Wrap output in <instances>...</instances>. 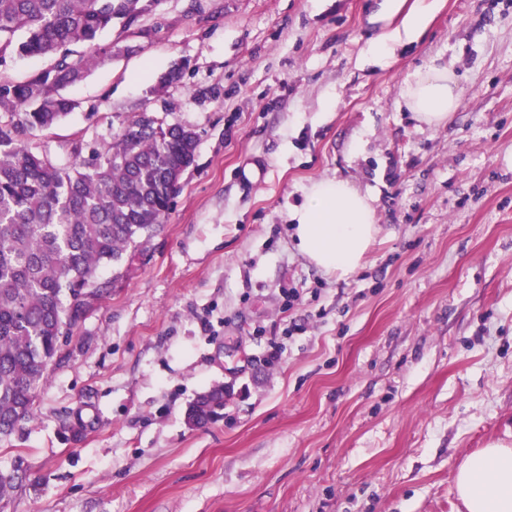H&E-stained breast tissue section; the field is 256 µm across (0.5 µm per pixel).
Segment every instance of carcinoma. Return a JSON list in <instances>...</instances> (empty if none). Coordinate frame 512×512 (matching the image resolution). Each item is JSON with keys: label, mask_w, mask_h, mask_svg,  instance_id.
<instances>
[{"label": "carcinoma", "mask_w": 512, "mask_h": 512, "mask_svg": "<svg viewBox=\"0 0 512 512\" xmlns=\"http://www.w3.org/2000/svg\"><path fill=\"white\" fill-rule=\"evenodd\" d=\"M159 0H0V63L12 54L51 63L28 79L0 78V436L30 417L73 328L98 306V269L117 264L163 222L195 158L197 134L136 118L81 163L35 152L29 138L74 108L59 90L85 78L108 51L98 36L129 29ZM71 44L95 48L74 55ZM224 411V387L197 396L195 428Z\"/></svg>", "instance_id": "1"}]
</instances>
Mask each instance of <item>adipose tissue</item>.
Here are the masks:
<instances>
[{
  "instance_id": "ef3b65f1",
  "label": "adipose tissue",
  "mask_w": 512,
  "mask_h": 512,
  "mask_svg": "<svg viewBox=\"0 0 512 512\" xmlns=\"http://www.w3.org/2000/svg\"><path fill=\"white\" fill-rule=\"evenodd\" d=\"M433 8V0H419L402 28L372 42L368 54L387 59L391 43L420 32ZM401 99L416 120L438 127L459 106L457 81L447 67L433 65L413 74ZM290 218L298 250L319 269L339 276L361 267L378 232L373 196L343 179L313 182ZM455 493L466 512H512V448L492 445L468 457L458 469Z\"/></svg>"
}]
</instances>
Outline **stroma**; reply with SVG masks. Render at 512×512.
<instances>
[{
    "label": "stroma",
    "mask_w": 512,
    "mask_h": 512,
    "mask_svg": "<svg viewBox=\"0 0 512 512\" xmlns=\"http://www.w3.org/2000/svg\"><path fill=\"white\" fill-rule=\"evenodd\" d=\"M415 4L160 0L99 36L110 56L33 151L75 161L148 112L197 133L195 161L0 437V512H464L461 463L512 448V0H436L370 58ZM433 64L460 88L436 128L401 103ZM332 177L376 199L345 278L288 219ZM217 385L223 419L188 427ZM416 8L406 17L403 27L392 33L382 35L367 48V54L380 60L390 56V42L410 39L420 32L427 24L430 13L433 11L435 0H418Z\"/></svg>",
    "instance_id": "stroma-1"
}]
</instances>
